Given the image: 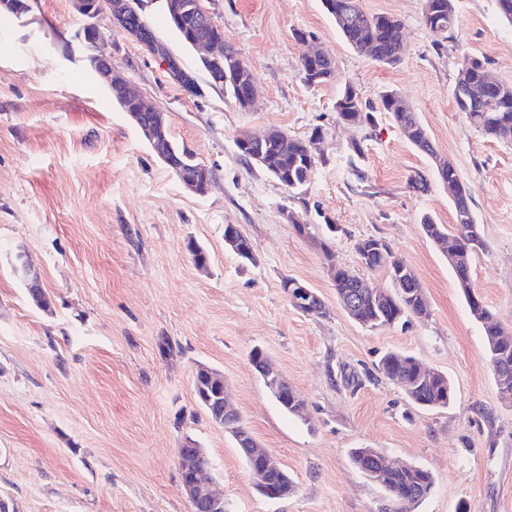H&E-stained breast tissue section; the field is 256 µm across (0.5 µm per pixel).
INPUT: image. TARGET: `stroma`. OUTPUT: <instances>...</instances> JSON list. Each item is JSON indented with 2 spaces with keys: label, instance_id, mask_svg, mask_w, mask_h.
Segmentation results:
<instances>
[{
  "label": "stroma",
  "instance_id": "obj_1",
  "mask_svg": "<svg viewBox=\"0 0 512 512\" xmlns=\"http://www.w3.org/2000/svg\"><path fill=\"white\" fill-rule=\"evenodd\" d=\"M360 4L402 21L399 65L352 48L321 0H205L253 73L258 101L246 111L210 87L160 0H145L144 13L197 71L198 95H184L139 42L99 19L113 66L165 113L173 140L212 169L202 196L95 82L69 0L0 15V498L21 512H191L177 464L190 441L207 453L225 512H383L387 496L353 466L354 448L432 473L414 512H512V403L499 398L483 330L447 257L421 227L426 214L454 224L448 187L432 155L381 106L396 90L468 186L486 241L471 282L512 328V143L486 137L453 97L467 55L512 83V24L497 0H456L446 35L425 26L424 0ZM312 39L335 62L324 85L303 79ZM348 86L372 123L338 121L336 98ZM270 128L305 140L319 132L318 164L303 189L280 185L240 154L242 134ZM418 175L428 192L412 189ZM228 224L251 240L253 261L225 245ZM367 237L384 239L415 271L427 316L379 328L348 316L329 263L393 287L388 266L362 265L355 244ZM191 241L206 249L208 271L193 262ZM21 254L40 272L52 312L30 302L15 271ZM286 277L317 292L324 314L295 309ZM165 340L172 351L162 350ZM256 348L305 398L304 417L270 395L250 362ZM389 351L446 375L451 404H412L377 368ZM201 364L223 372L244 424L284 465L293 494L271 500L256 490L232 437L197 404Z\"/></svg>",
  "mask_w": 512,
  "mask_h": 512
}]
</instances>
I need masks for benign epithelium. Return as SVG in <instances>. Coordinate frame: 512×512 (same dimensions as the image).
<instances>
[{"label": "benign epithelium", "mask_w": 512, "mask_h": 512, "mask_svg": "<svg viewBox=\"0 0 512 512\" xmlns=\"http://www.w3.org/2000/svg\"><path fill=\"white\" fill-rule=\"evenodd\" d=\"M166 9L171 13L174 21L183 24V21L194 19L197 21L200 32L193 39L192 47L202 53V59L207 61L216 74H221L228 68L237 73L244 71L243 59L240 57L225 58L224 41L211 35V30L218 27L204 6L203 0H163ZM72 10L84 17L97 19L101 16L108 18L111 26L128 37L140 42L145 34V28L135 20L137 13L133 11L132 0H70ZM93 37L89 40L93 58L100 65L101 78L109 87L122 86L141 104L144 112H152V120L144 123L136 113H131L134 124L151 142L159 158L166 164L170 160L166 158L159 131L164 124V113L150 106L145 99L141 87L131 79L119 74L112 68V58L99 51L103 34L97 25H92ZM152 55L158 58L164 65L169 79L189 95H195L197 84L195 77L187 71L169 46L157 37L151 38ZM287 293L294 307L303 312H309L319 306L320 297L307 286L294 280L287 285ZM254 368L264 377L266 387L275 400L288 402V381L265 360L259 364L252 362ZM224 405V417L217 420V424L224 431L233 433L239 431L241 420L239 413L229 402L227 392L219 394ZM240 449L249 457L262 455L265 464L259 470L250 469V475L260 494L269 499H281L288 496V491L282 492L268 487L265 474L271 470L280 468L279 459L270 452L261 448L256 439L250 443L240 445ZM179 470L181 473L179 490L188 499L196 512H224V498L214 490V478L210 464L206 463L207 457L204 449L185 444L177 449Z\"/></svg>", "instance_id": "1"}]
</instances>
